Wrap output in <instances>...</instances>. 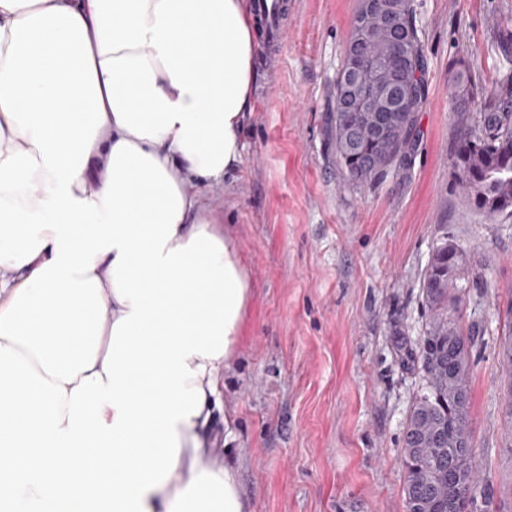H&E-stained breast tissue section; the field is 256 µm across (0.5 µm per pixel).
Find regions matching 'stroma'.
Instances as JSON below:
<instances>
[{
	"label": "stroma",
	"instance_id": "stroma-1",
	"mask_svg": "<svg viewBox=\"0 0 512 512\" xmlns=\"http://www.w3.org/2000/svg\"><path fill=\"white\" fill-rule=\"evenodd\" d=\"M278 57L259 80L238 168L188 183L232 225L253 280L250 332L224 378L210 446L238 471L248 512H405L406 416L422 378L404 358L429 321L431 251L466 253L457 305L484 327L472 353L471 426L488 512H512V395L500 337L512 302V216L467 205L453 175L466 65L471 109L512 74V0H413L427 96L404 168L347 180L328 116L359 0H289Z\"/></svg>",
	"mask_w": 512,
	"mask_h": 512
}]
</instances>
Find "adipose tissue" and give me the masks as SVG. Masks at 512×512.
Returning <instances> with one entry per match:
<instances>
[{"label":"adipose tissue","instance_id":"1","mask_svg":"<svg viewBox=\"0 0 512 512\" xmlns=\"http://www.w3.org/2000/svg\"><path fill=\"white\" fill-rule=\"evenodd\" d=\"M252 0H0V512H246L205 439L247 334Z\"/></svg>","mask_w":512,"mask_h":512}]
</instances>
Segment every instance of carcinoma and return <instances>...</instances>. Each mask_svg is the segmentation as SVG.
<instances>
[{"mask_svg": "<svg viewBox=\"0 0 512 512\" xmlns=\"http://www.w3.org/2000/svg\"><path fill=\"white\" fill-rule=\"evenodd\" d=\"M400 22L372 21L368 40L357 53L381 55L393 41L403 43V58L389 71L392 83L411 85L408 101L387 113L385 142L359 126L355 113L336 109V153L348 179L371 182L387 169L404 164L413 150L417 117L427 95L425 59L414 20L412 0H391ZM453 93L460 102L459 134L454 147V175L471 208L487 217L512 215V78L478 112L466 108L475 86L465 65L452 76ZM471 280L465 252L444 241L430 255L423 276L422 296L429 322L411 350L408 361L422 375L421 392L405 422L403 466L405 512L423 502L433 512H484L485 489L479 480L470 427L471 368L475 341L482 333L477 323L465 326L454 303ZM512 395V306L507 310L502 339Z\"/></svg>", "mask_w": 512, "mask_h": 512, "instance_id": "obj_1", "label": "carcinoma"}]
</instances>
